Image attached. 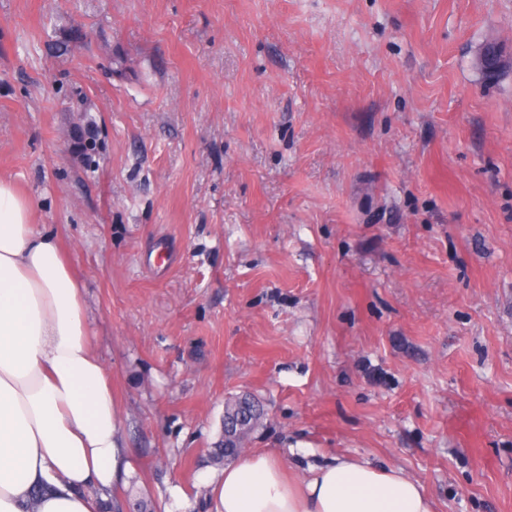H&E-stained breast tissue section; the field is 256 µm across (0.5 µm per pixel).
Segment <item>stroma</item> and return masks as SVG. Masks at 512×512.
<instances>
[{
  "label": "stroma",
  "mask_w": 512,
  "mask_h": 512,
  "mask_svg": "<svg viewBox=\"0 0 512 512\" xmlns=\"http://www.w3.org/2000/svg\"><path fill=\"white\" fill-rule=\"evenodd\" d=\"M512 0H0V177L62 242L133 470L208 512L224 407L296 474L512 512Z\"/></svg>",
  "instance_id": "1"
}]
</instances>
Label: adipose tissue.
I'll return each instance as SVG.
<instances>
[{
    "label": "adipose tissue",
    "instance_id": "ef3b65f1",
    "mask_svg": "<svg viewBox=\"0 0 512 512\" xmlns=\"http://www.w3.org/2000/svg\"><path fill=\"white\" fill-rule=\"evenodd\" d=\"M109 374L56 234L0 180V512H105L131 472ZM208 512H437L419 482L340 455L304 476L269 452L224 467Z\"/></svg>",
    "mask_w": 512,
    "mask_h": 512
}]
</instances>
